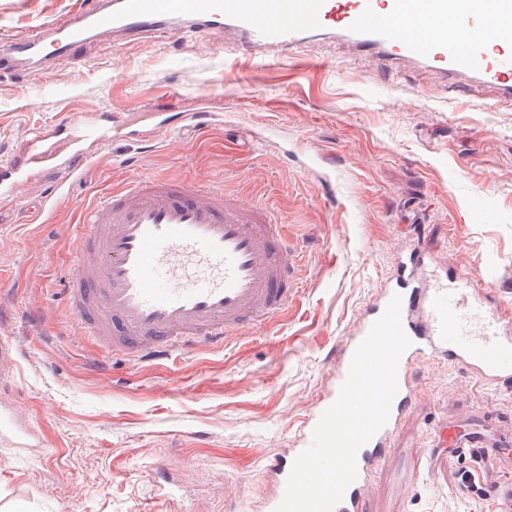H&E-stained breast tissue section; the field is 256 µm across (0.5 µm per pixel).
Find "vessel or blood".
<instances>
[{"label":"vessel or blood","mask_w":512,"mask_h":512,"mask_svg":"<svg viewBox=\"0 0 512 512\" xmlns=\"http://www.w3.org/2000/svg\"><path fill=\"white\" fill-rule=\"evenodd\" d=\"M107 34H220L247 58L328 35L359 55L420 65L455 88L481 84L495 91L497 104L512 106V0H82L77 11L24 36L1 38L0 76L50 75ZM212 118L203 108L177 113L169 106L147 115L155 131L177 123L202 130ZM89 126L97 128L100 145L123 136L108 112L35 133L21 160L0 164V199H20L29 180L53 170L61 180L33 209L55 211L98 163L84 145ZM301 262L287 225L263 204L242 201L221 186L144 176L113 186L87 208L62 300L71 324L101 351L151 362L223 347L242 328L277 317L298 299ZM396 295L410 340L398 364V391L386 424L359 449L357 477L335 512H363L365 488L417 400V364L459 365L494 387L512 382V323L490 303L485 284L442 277L425 249L415 246L338 347L331 382L307 431L288 455L270 458L276 491L269 512L281 503L312 428L337 400L357 347ZM511 420L480 410L461 422L438 424L426 459L456 457L463 464L460 493L491 502L496 512H512Z\"/></svg>","instance_id":"1"}]
</instances>
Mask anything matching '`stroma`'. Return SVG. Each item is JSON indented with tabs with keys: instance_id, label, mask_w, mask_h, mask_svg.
I'll list each match as a JSON object with an SVG mask.
<instances>
[{
	"instance_id": "obj_1",
	"label": "stroma",
	"mask_w": 512,
	"mask_h": 512,
	"mask_svg": "<svg viewBox=\"0 0 512 512\" xmlns=\"http://www.w3.org/2000/svg\"><path fill=\"white\" fill-rule=\"evenodd\" d=\"M77 0H0V37L74 10ZM472 85L460 105L423 70L389 69L336 39L243 63L219 38L98 39L49 81L0 78V162L32 132L89 110L139 113L206 102L217 118L103 146L97 166L48 223L0 202V512H267L268 459L287 453L326 390L339 343L395 273L413 217L440 273L483 279L512 307V110ZM143 175L224 185L312 230L304 292L287 313L223 348L153 363L100 355L77 336L60 288L82 211ZM416 405L364 493V512H486L455 492L459 465L427 471L434 423L476 410L512 415V387L421 363ZM166 464L180 488L159 492Z\"/></svg>"
}]
</instances>
